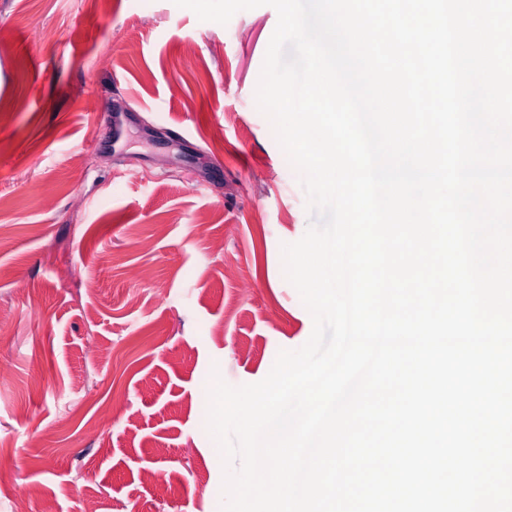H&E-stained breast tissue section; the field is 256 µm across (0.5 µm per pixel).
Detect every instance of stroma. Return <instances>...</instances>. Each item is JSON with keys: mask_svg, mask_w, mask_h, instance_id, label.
Listing matches in <instances>:
<instances>
[{"mask_svg": "<svg viewBox=\"0 0 512 512\" xmlns=\"http://www.w3.org/2000/svg\"><path fill=\"white\" fill-rule=\"evenodd\" d=\"M277 20L0 0V512H221L203 386L313 331L281 256L307 196L255 98Z\"/></svg>", "mask_w": 512, "mask_h": 512, "instance_id": "35a3bbf8", "label": "stroma"}]
</instances>
